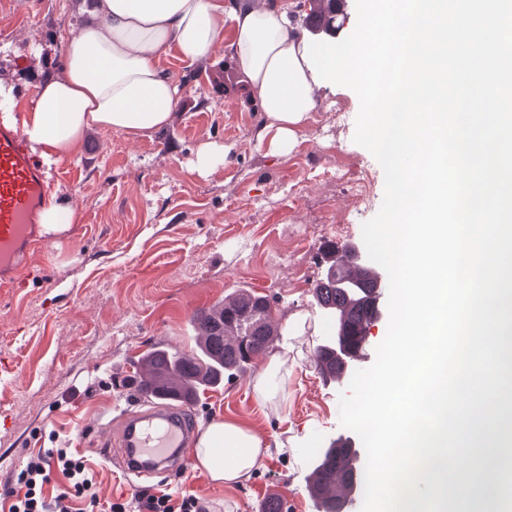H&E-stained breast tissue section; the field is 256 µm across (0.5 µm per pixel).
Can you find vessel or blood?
<instances>
[{"instance_id": "obj_1", "label": "vessel or blood", "mask_w": 512, "mask_h": 512, "mask_svg": "<svg viewBox=\"0 0 512 512\" xmlns=\"http://www.w3.org/2000/svg\"><path fill=\"white\" fill-rule=\"evenodd\" d=\"M50 182L32 153L20 126L0 121V284L11 285L37 245L51 243L36 218L44 206ZM199 434L196 420L181 410L159 405L125 417L120 434V468L129 475L162 476L183 468ZM357 460L343 458L336 494L355 495L348 475Z\"/></svg>"}]
</instances>
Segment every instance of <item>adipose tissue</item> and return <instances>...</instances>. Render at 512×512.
Returning a JSON list of instances; mask_svg holds the SVG:
<instances>
[{
    "label": "adipose tissue",
    "instance_id": "1",
    "mask_svg": "<svg viewBox=\"0 0 512 512\" xmlns=\"http://www.w3.org/2000/svg\"><path fill=\"white\" fill-rule=\"evenodd\" d=\"M287 11L288 0H92L91 21L67 41L62 76L39 85L23 131L50 164L69 157L93 126L132 141L164 128L181 88L156 54L174 49L190 61L205 58L228 26L231 55L266 116L260 136L288 156L316 107V84ZM264 453L255 433L217 421L203 431L195 460L212 481L238 483ZM483 485L461 465L445 481L446 512H483Z\"/></svg>",
    "mask_w": 512,
    "mask_h": 512
}]
</instances>
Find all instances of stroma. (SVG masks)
Here are the masks:
<instances>
[{
  "label": "stroma",
  "mask_w": 512,
  "mask_h": 512,
  "mask_svg": "<svg viewBox=\"0 0 512 512\" xmlns=\"http://www.w3.org/2000/svg\"><path fill=\"white\" fill-rule=\"evenodd\" d=\"M88 0H0V86L11 103L0 117L22 119L36 85L60 76L69 37L89 19ZM224 28L196 61L156 55L183 85L170 124L128 142L89 128L70 158L54 164L51 193L79 207L65 239L38 247L16 283L0 287V491L29 456L72 448L91 469L101 512L137 491L179 495L191 485L200 512H261L272 496L287 512H319L309 483L317 452L352 438L340 423L339 395L350 379L323 378L316 347L333 332L308 281L332 265L330 251L363 248L361 228L379 211L384 172L353 140L360 103L328 82L288 156L270 154L258 135L265 115L229 50ZM228 147L225 162L200 174L206 144ZM345 221L334 235L328 225ZM266 295L279 324L304 316L288 341L278 401L260 402L250 374L205 391L192 406L199 427L233 421L268 446L251 478L213 482L187 464L171 482L128 477L93 437L116 428L139 404L136 362L148 349L196 352L193 315L236 289Z\"/></svg>",
  "instance_id": "stroma-1"
}]
</instances>
